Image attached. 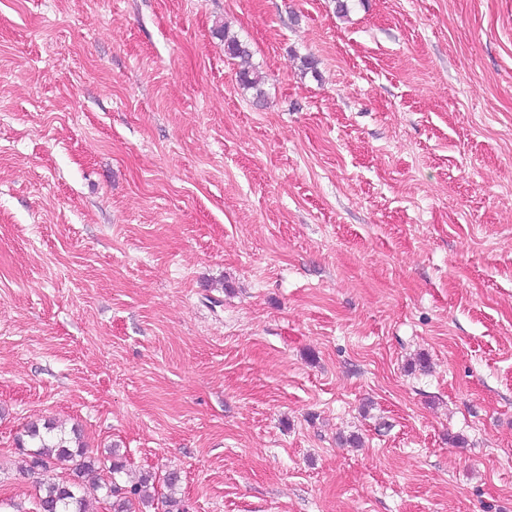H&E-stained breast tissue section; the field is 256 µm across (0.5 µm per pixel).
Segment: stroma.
<instances>
[{
	"label": "stroma",
	"instance_id": "1",
	"mask_svg": "<svg viewBox=\"0 0 512 512\" xmlns=\"http://www.w3.org/2000/svg\"><path fill=\"white\" fill-rule=\"evenodd\" d=\"M47 422L185 512H512V0H0V512ZM220 36L224 38V51L231 58H238L242 61V65L237 72V82L244 89L256 90V99L260 102L263 98V92L259 89L260 79L258 75L251 69L249 58L251 51L246 43H243L238 37L230 34L227 27L219 30Z\"/></svg>",
	"mask_w": 512,
	"mask_h": 512
}]
</instances>
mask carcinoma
<instances>
[{
  "instance_id": "1",
  "label": "carcinoma",
  "mask_w": 512,
  "mask_h": 512,
  "mask_svg": "<svg viewBox=\"0 0 512 512\" xmlns=\"http://www.w3.org/2000/svg\"><path fill=\"white\" fill-rule=\"evenodd\" d=\"M224 38V51L232 58H238L242 65L237 72V82L244 89L256 90V99L262 100L263 92L259 89L260 79L251 69L249 58L251 51L247 44L231 34L227 27L219 30ZM25 436L34 445L30 463L25 465L28 471L39 468L47 473L57 464L70 463L71 478L67 482L46 481L40 487L41 494L35 503L36 512H89L91 498L101 490H112L109 507L111 512H133L136 500H149V482L152 476H144L137 482L120 481L124 470V462L118 450L111 452L112 461L108 467L110 480L100 484H88L84 476L102 468L104 462L87 454L80 442H72L63 433L54 432V426L47 423L43 426L31 424L25 429Z\"/></svg>"
}]
</instances>
